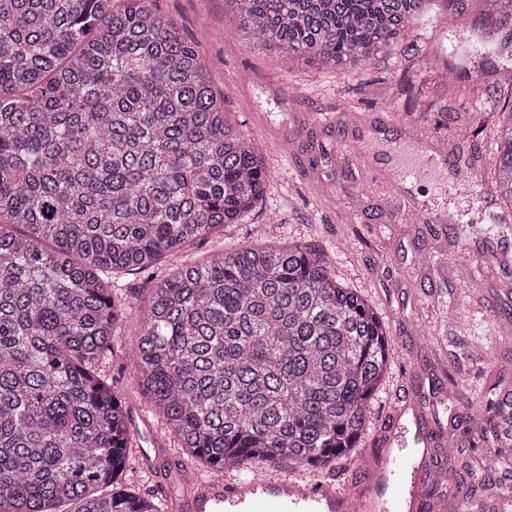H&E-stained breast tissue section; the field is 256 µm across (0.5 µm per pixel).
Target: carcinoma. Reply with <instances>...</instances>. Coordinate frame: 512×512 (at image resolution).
Masks as SVG:
<instances>
[{
	"instance_id": "obj_1",
	"label": "carcinoma",
	"mask_w": 512,
	"mask_h": 512,
	"mask_svg": "<svg viewBox=\"0 0 512 512\" xmlns=\"http://www.w3.org/2000/svg\"><path fill=\"white\" fill-rule=\"evenodd\" d=\"M230 24L340 70L401 39L425 0H229ZM512 26V0H482ZM494 192L512 203V104ZM265 152L229 119L196 42L152 0H0V512H160L124 487L131 439L98 373L151 268L262 196ZM133 380L209 470L328 471L355 453L390 369L384 323L306 246L246 245L158 279ZM493 385L476 450L512 431Z\"/></svg>"
}]
</instances>
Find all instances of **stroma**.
Wrapping results in <instances>:
<instances>
[{"instance_id":"stroma-1","label":"stroma","mask_w":512,"mask_h":512,"mask_svg":"<svg viewBox=\"0 0 512 512\" xmlns=\"http://www.w3.org/2000/svg\"><path fill=\"white\" fill-rule=\"evenodd\" d=\"M154 9L196 39L217 92L240 131L266 146L270 177L243 221L198 242L201 259L230 246L265 242L304 244L327 253L337 276L360 291L384 320L392 362L369 430L354 457L339 460L335 481L355 478L360 456L376 452L380 437L400 425L409 447L426 443L437 465L463 462L443 433L449 421L467 425L469 404L495 381L512 387V269L500 268L487 232L492 214L479 202L494 183L503 64L492 49L511 30L485 15L480 0H430L405 38L367 65L341 71L289 62L252 48L225 18L224 0H153ZM470 54L455 56L459 46ZM399 138L414 131L427 143H457L459 157L422 155L408 191L448 221L431 224L388 207L383 173L400 169L393 149L374 143L371 155L352 140L363 129ZM181 255L154 268L117 276L114 284L142 305L153 278ZM127 319L112 338L114 352L100 371L125 401L132 447L125 481L160 502L165 512H190L181 476L188 452L150 412L131 375L135 348ZM499 359L479 369L472 342ZM461 385L460 400L448 381ZM408 403L392 422L396 398Z\"/></svg>"}]
</instances>
